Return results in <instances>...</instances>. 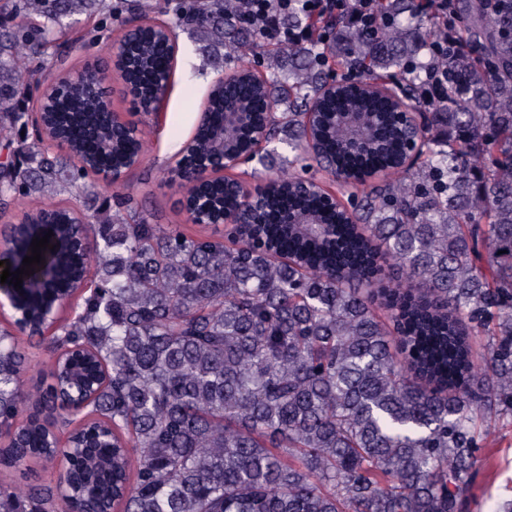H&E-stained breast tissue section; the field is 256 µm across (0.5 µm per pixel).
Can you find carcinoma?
I'll list each match as a JSON object with an SVG mask.
<instances>
[{"label": "carcinoma", "instance_id": "carcinoma-1", "mask_svg": "<svg viewBox=\"0 0 512 512\" xmlns=\"http://www.w3.org/2000/svg\"><path fill=\"white\" fill-rule=\"evenodd\" d=\"M248 0H174V32L254 70L260 42L237 24ZM376 36L327 26L298 54L276 46L260 87L274 119L254 160L279 195L266 223L224 243L154 224L128 193L77 211L58 197L100 198L89 174L145 155L142 138L100 151V104L70 85L47 126L71 147L21 135L38 70L56 41L110 13L109 0H0V214L20 198L36 237L57 227L60 281L0 325V465L69 456L40 484L0 482V512H465L482 448L512 432V0H457L464 45L448 58V106L421 99L438 22L415 0H379ZM162 53L141 41L130 80ZM392 84L418 112L419 154L381 100L357 130L365 150L324 132L336 166L383 170L363 190L336 183L345 210L296 199L280 237L281 195L329 169L309 152L305 113L329 80L325 61ZM417 71L407 75L405 63ZM209 157L241 147L206 138ZM210 208L237 202L219 184ZM50 333L47 387L25 394L30 359L16 333ZM69 416L79 447L56 446L44 411Z\"/></svg>", "mask_w": 512, "mask_h": 512}]
</instances>
